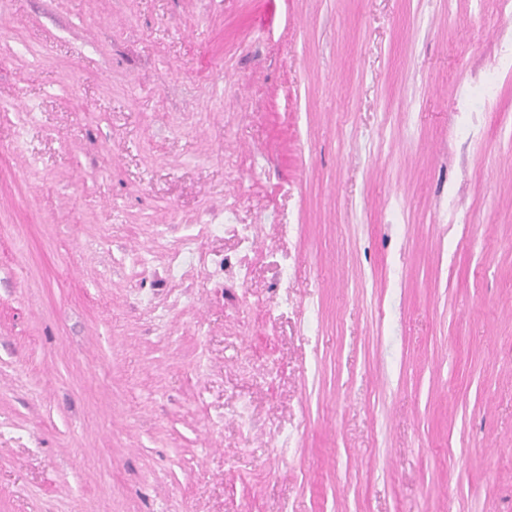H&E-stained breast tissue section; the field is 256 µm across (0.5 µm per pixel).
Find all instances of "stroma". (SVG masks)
Masks as SVG:
<instances>
[{"label": "stroma", "mask_w": 512, "mask_h": 512, "mask_svg": "<svg viewBox=\"0 0 512 512\" xmlns=\"http://www.w3.org/2000/svg\"><path fill=\"white\" fill-rule=\"evenodd\" d=\"M506 30L0 0V512H512Z\"/></svg>", "instance_id": "1"}]
</instances>
